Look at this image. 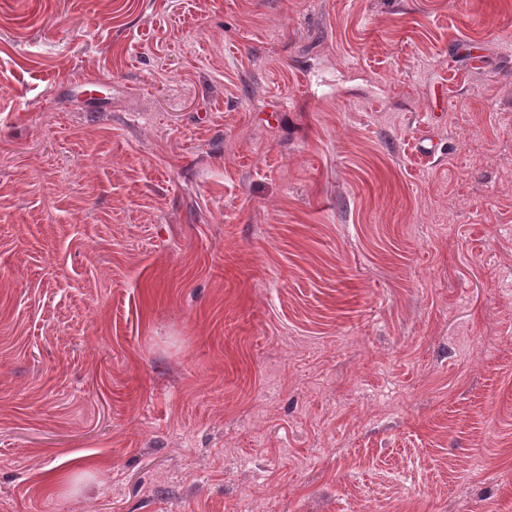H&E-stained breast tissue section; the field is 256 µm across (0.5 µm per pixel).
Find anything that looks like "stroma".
<instances>
[{
  "mask_svg": "<svg viewBox=\"0 0 512 512\" xmlns=\"http://www.w3.org/2000/svg\"><path fill=\"white\" fill-rule=\"evenodd\" d=\"M0 512H512V0H0Z\"/></svg>",
  "mask_w": 512,
  "mask_h": 512,
  "instance_id": "35a3bbf8",
  "label": "stroma"
}]
</instances>
